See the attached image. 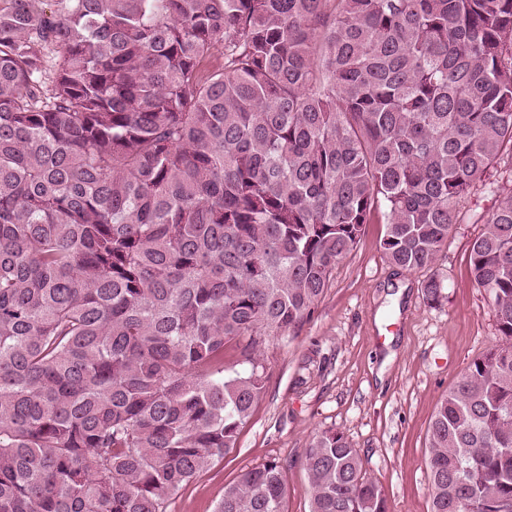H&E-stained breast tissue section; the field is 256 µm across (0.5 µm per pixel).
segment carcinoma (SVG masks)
<instances>
[{"label": "carcinoma", "instance_id": "1", "mask_svg": "<svg viewBox=\"0 0 512 512\" xmlns=\"http://www.w3.org/2000/svg\"><path fill=\"white\" fill-rule=\"evenodd\" d=\"M498 169L512 0H0V512H168L364 225L430 270ZM469 260L505 345L437 406L430 512H512V195ZM304 465L309 512H390L342 434ZM286 498L270 460L215 512Z\"/></svg>", "mask_w": 512, "mask_h": 512}]
</instances>
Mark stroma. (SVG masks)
Listing matches in <instances>:
<instances>
[{"mask_svg": "<svg viewBox=\"0 0 512 512\" xmlns=\"http://www.w3.org/2000/svg\"><path fill=\"white\" fill-rule=\"evenodd\" d=\"M511 194L512 174L504 172L462 201L434 268L444 283L435 305L421 290L426 272L387 263L384 224L365 225L311 317L267 342L265 393L237 447L182 490L170 512H215L227 484L271 459L284 466L288 512H309L302 458L325 430L342 433L358 451L391 512H430L427 446L436 406L474 358L502 342L469 252L485 219Z\"/></svg>", "mask_w": 512, "mask_h": 512, "instance_id": "stroma-1", "label": "stroma"}]
</instances>
